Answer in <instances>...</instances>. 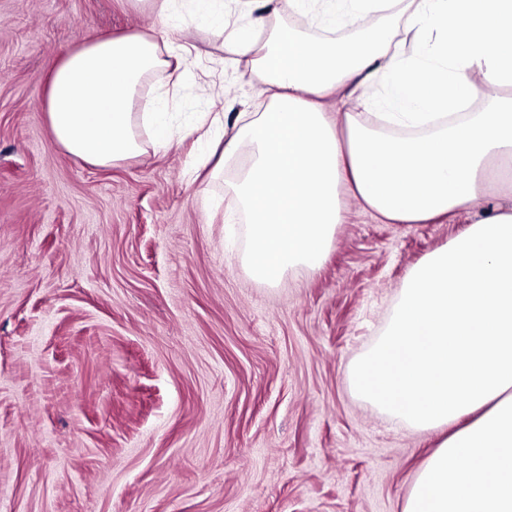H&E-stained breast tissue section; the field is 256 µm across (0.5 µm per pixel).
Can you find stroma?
I'll list each match as a JSON object with an SVG mask.
<instances>
[{
	"label": "stroma",
	"mask_w": 512,
	"mask_h": 512,
	"mask_svg": "<svg viewBox=\"0 0 512 512\" xmlns=\"http://www.w3.org/2000/svg\"><path fill=\"white\" fill-rule=\"evenodd\" d=\"M190 75L161 149L110 168L54 139L40 104L68 48L160 35L129 0H0V512H403L439 439L357 398L350 372L410 271L512 204L379 224L344 196L329 256L274 287L241 264L223 179L192 177L185 128L224 80L181 13Z\"/></svg>",
	"instance_id": "1"
}]
</instances>
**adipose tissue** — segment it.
<instances>
[{"label": "adipose tissue", "instance_id": "1", "mask_svg": "<svg viewBox=\"0 0 512 512\" xmlns=\"http://www.w3.org/2000/svg\"><path fill=\"white\" fill-rule=\"evenodd\" d=\"M242 64L257 112H201L199 144L219 161L246 219L241 263L254 281L317 271L343 192L378 219L445 221L512 182V0H194ZM323 37L285 23L283 9ZM402 25L397 37L381 19ZM355 25L354 36L336 29ZM174 39L126 35L65 52L43 108L56 142L98 167L168 142L165 99L147 77L172 64ZM346 92L336 115L327 98ZM484 99L477 112L466 106ZM351 385L362 400L441 441L404 512H512V206L472 224L417 264ZM469 466L460 468L458 455Z\"/></svg>", "mask_w": 512, "mask_h": 512}]
</instances>
